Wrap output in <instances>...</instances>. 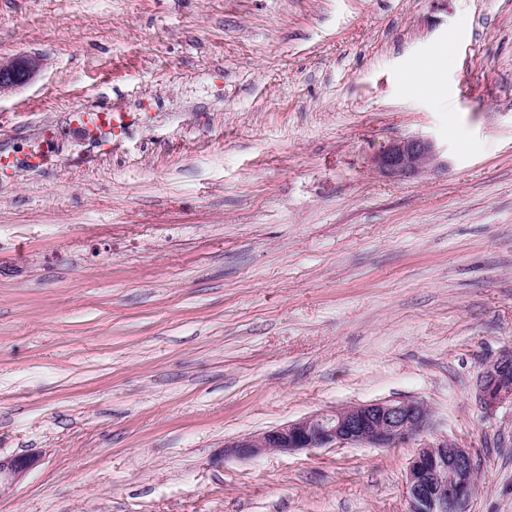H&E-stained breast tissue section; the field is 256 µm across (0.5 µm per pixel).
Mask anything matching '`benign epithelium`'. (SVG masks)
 Returning <instances> with one entry per match:
<instances>
[{
    "instance_id": "obj_1",
    "label": "benign epithelium",
    "mask_w": 512,
    "mask_h": 512,
    "mask_svg": "<svg viewBox=\"0 0 512 512\" xmlns=\"http://www.w3.org/2000/svg\"><path fill=\"white\" fill-rule=\"evenodd\" d=\"M37 68L28 57L0 62V91L25 83ZM439 151L430 138L413 136L383 146L373 165L381 175L403 180L417 177L438 163ZM476 396L487 411L512 403V350L486 365L477 381ZM429 411L420 402L388 399L354 404L331 413H315L249 435L226 445L224 454L248 459L269 451L343 448L369 444L398 448L423 433ZM37 463L34 455L0 459L2 483H12ZM477 463L471 449L448 440L424 442L408 463L407 512H467L473 495Z\"/></svg>"
}]
</instances>
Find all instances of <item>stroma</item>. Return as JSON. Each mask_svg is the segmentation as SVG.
Masks as SVG:
<instances>
[{
    "label": "stroma",
    "instance_id": "35a3bbf8",
    "mask_svg": "<svg viewBox=\"0 0 512 512\" xmlns=\"http://www.w3.org/2000/svg\"><path fill=\"white\" fill-rule=\"evenodd\" d=\"M0 512H407L417 444L224 455L408 399L512 512V0H0ZM444 61L438 92L408 77ZM126 112L92 138L80 112ZM432 138L404 181L372 158ZM37 68L33 58L19 57L0 62V91L25 83ZM438 160L439 151L432 139L413 136L389 142L373 156L372 162L384 177L403 180L421 175ZM476 396L482 408L490 412L507 402L512 404V350L482 369ZM37 461L38 460L33 454L4 460L0 458V492L5 489L6 484L11 485L14 480L22 477L24 473L37 463ZM2 483L4 486H2Z\"/></svg>",
    "mask_w": 512,
    "mask_h": 512
}]
</instances>
